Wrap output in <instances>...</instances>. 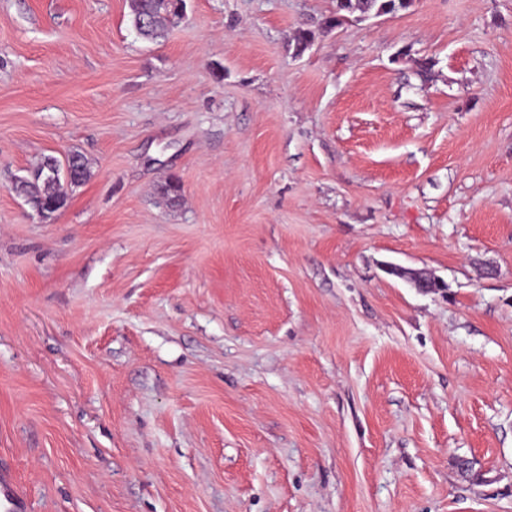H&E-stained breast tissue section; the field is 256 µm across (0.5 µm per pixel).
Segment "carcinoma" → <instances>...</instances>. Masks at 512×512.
<instances>
[{
	"instance_id": "obj_1",
	"label": "carcinoma",
	"mask_w": 512,
	"mask_h": 512,
	"mask_svg": "<svg viewBox=\"0 0 512 512\" xmlns=\"http://www.w3.org/2000/svg\"><path fill=\"white\" fill-rule=\"evenodd\" d=\"M408 7V0H336V11L322 24L321 29L330 31L355 12L362 16H380ZM185 0H129L130 22L136 33L147 40L165 37L167 32L184 17ZM315 38L310 29L298 31L291 43L293 54L305 51ZM70 177L71 187L85 183L91 177L88 162L80 154H71L61 161L52 155L44 156L28 170V174L16 180L14 189L21 193L32 209L43 218L50 219L68 204L71 191L65 189V177Z\"/></svg>"
}]
</instances>
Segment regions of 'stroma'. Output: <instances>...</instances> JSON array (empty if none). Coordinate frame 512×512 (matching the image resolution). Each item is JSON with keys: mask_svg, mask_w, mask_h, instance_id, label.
I'll return each instance as SVG.
<instances>
[{"mask_svg": "<svg viewBox=\"0 0 512 512\" xmlns=\"http://www.w3.org/2000/svg\"><path fill=\"white\" fill-rule=\"evenodd\" d=\"M185 3L155 43L128 0H0L27 512H512V0ZM73 152L42 219L12 182ZM408 7V0H336V11L322 24V31H331L347 17L359 12L361 16H380ZM386 272L399 278L410 280L415 288L425 294H436L441 289L438 288V285H442L439 279L428 276L415 269L390 264L386 266Z\"/></svg>", "mask_w": 512, "mask_h": 512, "instance_id": "stroma-1", "label": "stroma"}]
</instances>
